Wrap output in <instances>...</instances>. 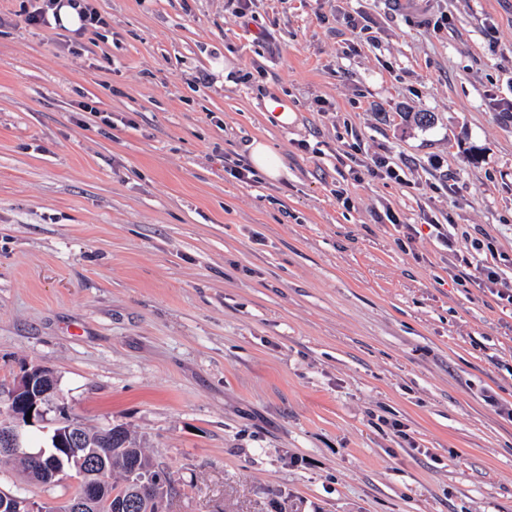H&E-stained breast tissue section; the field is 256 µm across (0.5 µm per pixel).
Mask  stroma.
I'll return each instance as SVG.
<instances>
[{"mask_svg":"<svg viewBox=\"0 0 512 512\" xmlns=\"http://www.w3.org/2000/svg\"><path fill=\"white\" fill-rule=\"evenodd\" d=\"M34 4L0 0V386L52 369L167 512H512V303L457 260L512 285V0H95L78 40ZM255 138L286 172L245 184ZM476 274L473 276V281L478 286L486 288L492 295H496L500 300H506L512 303V289L502 288L498 266L490 263L487 260H477L475 266Z\"/></svg>","mask_w":512,"mask_h":512,"instance_id":"1","label":"stroma"}]
</instances>
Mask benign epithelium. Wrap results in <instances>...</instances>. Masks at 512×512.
<instances>
[{
  "label": "benign epithelium",
  "instance_id": "obj_1",
  "mask_svg": "<svg viewBox=\"0 0 512 512\" xmlns=\"http://www.w3.org/2000/svg\"><path fill=\"white\" fill-rule=\"evenodd\" d=\"M56 391V381L39 365L27 368L12 387L0 392V449L14 450L24 446V429L44 420L46 406ZM31 421H26V416ZM61 429L56 431L55 455L71 454L84 447L81 423L62 415ZM90 475L96 477L95 492H78L66 501L67 512H95L98 499L108 496L103 478L107 464L103 457L89 459ZM0 512H58V503H38L19 492L0 491Z\"/></svg>",
  "mask_w": 512,
  "mask_h": 512
}]
</instances>
